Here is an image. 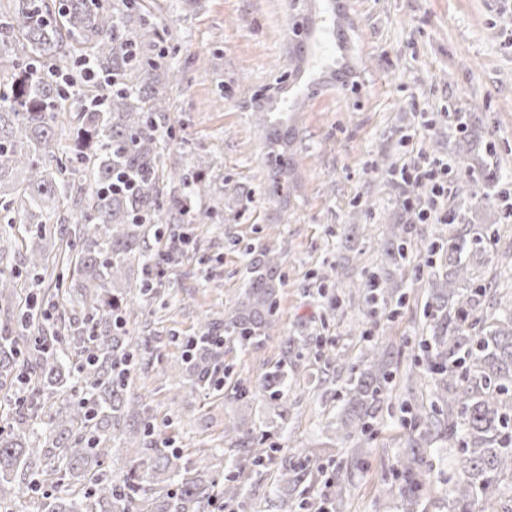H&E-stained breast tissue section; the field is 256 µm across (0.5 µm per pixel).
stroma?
Masks as SVG:
<instances>
[{"instance_id":"stroma-1","label":"stroma","mask_w":512,"mask_h":512,"mask_svg":"<svg viewBox=\"0 0 512 512\" xmlns=\"http://www.w3.org/2000/svg\"><path fill=\"white\" fill-rule=\"evenodd\" d=\"M161 28L155 54L165 65L170 110L158 117L165 155L188 169L204 161L212 199L193 203L195 220L174 225L195 252L167 264L159 300H142L140 263L125 287L136 298L132 334L153 338L154 357L136 375L131 392L160 436L190 459L224 445V423L238 417L227 395L257 391L280 357L283 336L332 341L359 365V330L382 337L402 365L413 363L423 329V297L412 283L427 253L414 240L403 267L378 248L406 199L388 172L433 159L454 162L463 139L449 105L475 114L487 158L503 174L488 195L499 212L495 251L512 249V0H336L349 23L344 48L314 33L319 63L346 52L350 91H318L297 112V188L287 209L269 202L262 185L264 132L255 121L256 91L274 96L294 22L289 0H139ZM351 224L367 238L347 236ZM273 243L285 254V286L274 336L261 345L224 346L221 390L194 393L185 350L172 335L198 336L205 317L230 316L250 272L246 252ZM400 279L406 300L396 311L360 303L339 309L331 300L347 278L380 271ZM319 366L298 361L288 383V427L273 440L297 451L322 443L341 405L342 382L323 388ZM399 414L385 416L358 468L348 472L344 512H403L379 495L382 478L402 453ZM201 459V458H200Z\"/></svg>"}]
</instances>
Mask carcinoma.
<instances>
[{
  "mask_svg": "<svg viewBox=\"0 0 512 512\" xmlns=\"http://www.w3.org/2000/svg\"><path fill=\"white\" fill-rule=\"evenodd\" d=\"M306 35L288 51L284 82L307 63L306 42L321 29L345 39L336 10L315 19L305 17ZM159 32L135 0H61L52 13L45 0H8L0 12V212L21 214L14 242L38 239L65 248L54 263L41 250H31L24 266L30 284L50 281L68 295L72 308L45 323L48 308L32 293L11 328L0 331V379L10 381L0 410V512H23L25 498H43V512H210L215 501L224 507L240 503L244 485L262 469L275 466V488L283 502L299 496L302 512H338L348 487L335 459L338 451L348 467L362 464V444L373 433L383 409L410 415L405 448L384 480L383 494L397 498L405 512H417L428 498L433 469L429 448H448V512H512L502 484H512V296L492 287L491 259L483 238L463 226L443 237L435 234L426 249L437 255L420 277L426 296L424 315L429 335L421 338V357L399 371L400 363L379 339L361 331L365 341L361 368L322 342L283 336L279 361L265 374L259 391L234 396L240 407L261 406L272 414L269 428L286 427L288 377L296 360L321 364L323 382L341 374L348 398L332 429L327 447L302 448L293 455L266 445L246 418L224 425L235 473L224 482L205 479L196 462L160 447L161 438L145 423V411L128 395L140 360L152 355L145 336L128 329L133 301L118 284L125 281L133 259L147 269L149 235L160 225L174 224L190 213L191 199L209 197V184L196 170L180 171L166 163L165 145L155 115L169 110L161 79V63L149 53ZM90 60L98 77L112 80L110 89L82 82V97L104 100L101 108L75 110L71 97L53 83L47 71H33L38 62L52 64ZM76 121L69 156L56 153L55 129L64 114ZM267 129L264 178L266 197L277 202L289 195L295 157L293 115L269 119L266 107L255 110ZM459 177L454 198L461 205L490 208L477 181L500 182V169L468 145L457 152ZM479 180L472 179V176ZM77 203L74 221L64 232L44 222L52 209ZM412 241L408 223L391 224L377 242L395 263L406 259ZM284 254L265 245L250 260L248 287L234 314L205 322L204 335L186 340L192 356H201L193 388L208 391L222 383L224 350L212 343L219 327L224 338L246 349L273 335L278 322V290L283 285ZM21 273L0 269V301L17 295ZM400 291L384 287L373 276L344 285L348 300L370 293L383 303ZM406 398H393L394 378ZM431 385V400L414 399L417 384ZM141 448L126 478L119 483L104 467L112 444ZM345 444L336 448V442ZM168 490L153 505L159 485Z\"/></svg>",
  "mask_w": 512,
  "mask_h": 512,
  "instance_id": "obj_1",
  "label": "carcinoma"
}]
</instances>
